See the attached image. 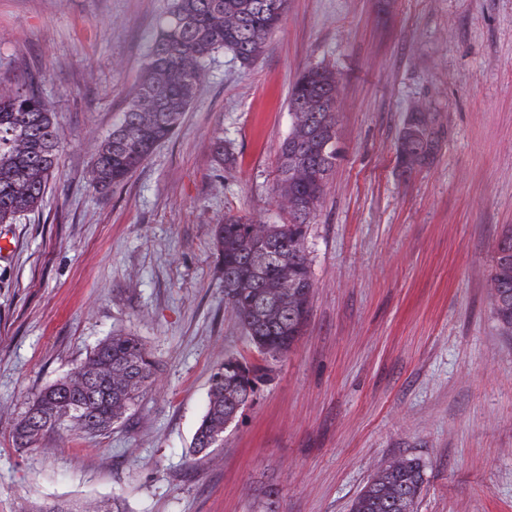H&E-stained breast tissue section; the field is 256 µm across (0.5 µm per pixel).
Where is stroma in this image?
Returning a JSON list of instances; mask_svg holds the SVG:
<instances>
[{"label": "stroma", "instance_id": "35a3bbf8", "mask_svg": "<svg viewBox=\"0 0 512 512\" xmlns=\"http://www.w3.org/2000/svg\"><path fill=\"white\" fill-rule=\"evenodd\" d=\"M170 6L0 0V83L38 78L61 134L41 206L0 224V512L115 496L126 512H349L396 457L424 468L417 512H512V335L489 279L512 225V0H288L255 64L214 53L175 135L100 192L97 149ZM317 64L342 88L344 156L307 238V327L223 447L195 457L216 365L258 359L224 301L214 226L287 221L288 95ZM416 109L441 149L403 177L395 141ZM118 330L158 365L137 405L107 433L17 451L29 399Z\"/></svg>", "mask_w": 512, "mask_h": 512}]
</instances>
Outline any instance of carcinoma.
Returning a JSON list of instances; mask_svg holds the SVG:
<instances>
[{
  "instance_id": "1",
  "label": "carcinoma",
  "mask_w": 512,
  "mask_h": 512,
  "mask_svg": "<svg viewBox=\"0 0 512 512\" xmlns=\"http://www.w3.org/2000/svg\"><path fill=\"white\" fill-rule=\"evenodd\" d=\"M287 0H173L159 26L144 71L119 123L104 141L93 166V183L106 191L139 169L155 149L175 133L204 78V62L225 49L242 67L263 54L279 26ZM330 71L311 67L292 83L288 107L301 112L279 147V181L293 194L296 207L283 224L265 228L258 245L245 215L227 213L215 225L213 248L224 282V299L235 321L263 359L288 355L304 335L313 288L306 252L309 224L315 212L307 197L320 200L326 181L341 156L336 115L326 109ZM430 126L409 112L398 131L397 150L416 139L418 164L434 159L436 141ZM60 133L53 112L38 93L36 79L26 88H0V224L37 209L58 163ZM216 161L232 166L236 158L214 142ZM318 168L319 184L295 179L301 164ZM288 267V276L281 270ZM492 300L500 327L512 335V226L499 236L491 271ZM156 362L142 340L116 332L104 338L73 370L39 391L17 419L14 446L21 451L42 447L46 435L71 427L90 435L110 431L154 381ZM268 377V369L233 355L214 371L204 415L191 452L210 454L224 442V429ZM425 482L422 464L399 457L379 469L353 499L350 512H414ZM35 512H124L121 500L86 503L76 510L56 502Z\"/></svg>"
}]
</instances>
